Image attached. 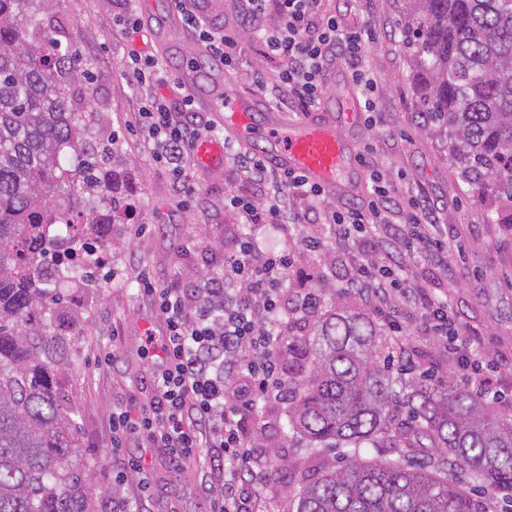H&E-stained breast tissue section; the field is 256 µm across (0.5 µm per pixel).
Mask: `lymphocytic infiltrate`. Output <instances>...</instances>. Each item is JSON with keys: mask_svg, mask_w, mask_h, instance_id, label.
<instances>
[{"mask_svg": "<svg viewBox=\"0 0 512 512\" xmlns=\"http://www.w3.org/2000/svg\"><path fill=\"white\" fill-rule=\"evenodd\" d=\"M172 2L225 69L234 68L243 33L257 35L264 57L277 69L255 73L253 84L281 105L313 108L329 65L342 62L363 100L367 123L375 124L378 81L366 64L377 40L372 21L346 25L323 0H236L237 28L218 29L190 9V0ZM122 74L138 99L131 124L168 171L174 210H187L196 200L190 157L213 126L154 54L128 48ZM359 158L370 176L368 198L330 208L323 190L301 176L280 173L256 154H235L248 188L225 196L224 206L246 224L329 225L336 250L344 253L373 242L370 254L347 269L340 288L369 305L391 332L403 333V321H417L439 351L468 370L477 392L498 399L460 316L419 283L415 255L436 267L448 256V243L431 234L437 206L419 194L396 195L372 144L363 145ZM294 263L293 249L265 251L254 237L242 236L222 273L171 284L143 275L144 294L165 318L163 361L150 372V398L112 413V454L120 463L114 478L120 482L135 474L138 494L112 499L109 512H140L155 492L152 468L126 452L134 433L143 447L165 449L172 469L192 461L207 468L210 480L201 489L209 512H262L258 488L264 477L249 466L252 448L241 420L256 400L280 395L279 345L297 315L318 306L312 293L288 295L284 283Z\"/></svg>", "mask_w": 512, "mask_h": 512, "instance_id": "1", "label": "lymphocytic infiltrate"}]
</instances>
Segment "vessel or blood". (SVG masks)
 <instances>
[{"label":"vessel or blood","mask_w":512,"mask_h":512,"mask_svg":"<svg viewBox=\"0 0 512 512\" xmlns=\"http://www.w3.org/2000/svg\"><path fill=\"white\" fill-rule=\"evenodd\" d=\"M179 79L192 90L195 108L211 113L223 140L203 138L195 153L202 167L213 169L224 160V144L233 141L256 151L281 172H292L326 195L346 197L359 188L361 163L358 148L339 121L319 112L297 115L269 106L257 94L223 84L210 96L196 92L191 67H183Z\"/></svg>","instance_id":"vessel-or-blood-1"}]
</instances>
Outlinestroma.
I'll use <instances>...</instances> for the list:
<instances>
[{"mask_svg":"<svg viewBox=\"0 0 512 512\" xmlns=\"http://www.w3.org/2000/svg\"><path fill=\"white\" fill-rule=\"evenodd\" d=\"M115 0H60L57 11L62 22L71 25L77 50L92 71L95 100L101 114V138L115 139L116 161L127 174L130 210L123 222L114 225L112 247L105 257L115 269L116 278H104L89 287L80 303L87 326L82 346L85 360L72 374L77 421L84 448L93 465V496L96 512H106V504L121 496L137 493L135 477L124 483L112 480V409L131 406L150 396L144 384L153 352L143 351L147 334H160L162 319L138 281L148 273L159 282L170 283L220 271L233 252L237 218L225 211V193L242 189L241 175L232 161L221 171L198 172L199 199L196 207L173 212L168 174L144 148L139 135L128 131L126 123L136 107L135 95L121 77V57L125 39L112 25ZM373 20L379 40L371 49L367 64L378 79L380 120L368 126L357 119L346 133L361 144L373 143L375 158L390 172L399 193H421L439 208L433 232L458 244L448 254L444 270H432L419 261L421 284L449 304L471 328V340L495 365L491 378L502 397L500 404L512 406V224H498L488 217L486 205L476 201L468 185L448 166L443 148L422 131L414 107V95L403 45L399 35L400 13L393 0H369L361 11L346 12L345 22L356 25L363 18ZM272 66L260 52L256 36L243 38L237 67L230 81L244 91H253L254 71L269 72ZM148 225L145 234H136L137 225ZM260 246L277 251L296 247V261L288 274V292L306 288L310 277L337 284L346 269L344 256L332 247L317 253L299 248L301 237H327L321 224H289L253 230ZM410 345L411 364L395 363L393 375L401 381L398 398H405V381L431 370L465 382L468 373L456 361L442 354L433 340L411 323L404 337ZM110 362H101L104 353ZM286 403L269 400L259 403L244 425L253 445L254 470L269 472L272 456L291 461L278 485L259 489L264 512H288L289 489L312 480L310 459L332 463L351 453L344 445L330 450L315 448L287 436ZM154 466L157 485L148 512H164L176 506L179 512H207L200 493L203 473L191 463L171 472L162 450L147 452Z\"/></svg>","mask_w":512,"mask_h":512,"instance_id":"stroma-1","label":"stroma"}]
</instances>
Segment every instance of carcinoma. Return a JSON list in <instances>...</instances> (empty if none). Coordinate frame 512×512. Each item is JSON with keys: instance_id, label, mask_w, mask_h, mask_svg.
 Segmentation results:
<instances>
[{"instance_id": "carcinoma-1", "label": "carcinoma", "mask_w": 512, "mask_h": 512, "mask_svg": "<svg viewBox=\"0 0 512 512\" xmlns=\"http://www.w3.org/2000/svg\"><path fill=\"white\" fill-rule=\"evenodd\" d=\"M57 0H0V512H95L70 378L84 318L72 264L99 268L126 206L111 144L71 35L39 41ZM401 42L417 110L449 166L512 224V0H401ZM107 206H97L100 191ZM288 425L322 448H433L512 502V413L452 377L411 385L407 416L366 314L333 307L280 347ZM439 460L354 452L293 496L292 512H484Z\"/></svg>"}]
</instances>
